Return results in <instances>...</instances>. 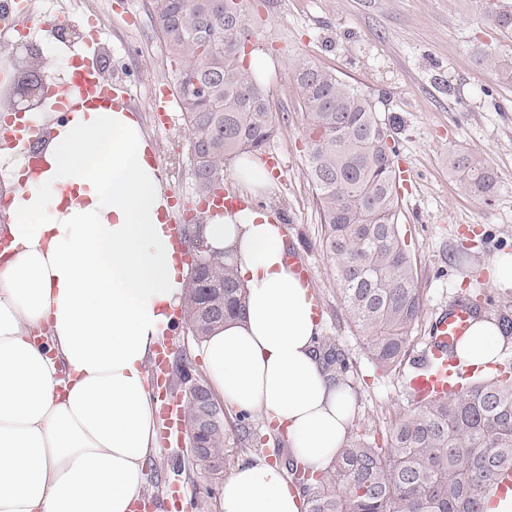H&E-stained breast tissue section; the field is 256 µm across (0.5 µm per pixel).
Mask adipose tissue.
<instances>
[{
	"mask_svg": "<svg viewBox=\"0 0 512 512\" xmlns=\"http://www.w3.org/2000/svg\"><path fill=\"white\" fill-rule=\"evenodd\" d=\"M41 171L10 184L12 253L0 263V512H132L156 444L147 364L181 306L188 270L167 224L160 168L132 112L36 111ZM236 269L245 310L202 346L211 387L283 429L311 470L336 456L352 395L316 356L320 324L286 263L274 215L248 207L199 228ZM503 342L493 321L458 345L483 366ZM304 498L262 456L225 477L220 512H301Z\"/></svg>",
	"mask_w": 512,
	"mask_h": 512,
	"instance_id": "obj_1",
	"label": "adipose tissue"
}]
</instances>
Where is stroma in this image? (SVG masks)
<instances>
[{
  "instance_id": "35a3bbf8",
  "label": "stroma",
  "mask_w": 512,
  "mask_h": 512,
  "mask_svg": "<svg viewBox=\"0 0 512 512\" xmlns=\"http://www.w3.org/2000/svg\"><path fill=\"white\" fill-rule=\"evenodd\" d=\"M73 10L96 7L104 18L111 82L131 86L139 121L161 169L167 190L178 191L184 223H200L189 161V134L180 112L168 128L151 119V86H174L176 75L153 26L149 0H56ZM258 34L254 51L272 63L261 78L269 93L276 135L269 148L282 169L249 205L270 210L286 227L288 250L311 269L312 291L321 308L322 332L334 336L356 374V426L384 433L412 407L406 382L412 363L385 374L366 357L363 339L339 295L333 263L319 240L321 220L307 176L308 148L298 91L291 79L297 58L334 71L368 93L382 115L395 121L397 159L413 174L402 197V224L422 295L417 336L465 291L482 290L487 315L512 296V286L492 280L489 268L512 256V85L497 82L487 52L500 51L495 30L478 24L474 0H244ZM492 88L484 97L483 88ZM480 157L496 178L491 200L466 193L448 169V152ZM230 436L229 465L199 473L189 447L163 448L146 468L145 495L167 482H180L190 512H219L222 482L232 466L266 456L288 466L281 429L260 414L248 416L254 441L240 438L239 410L224 405Z\"/></svg>"
}]
</instances>
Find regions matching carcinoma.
I'll return each mask as SVG.
<instances>
[{"label": "carcinoma", "mask_w": 512, "mask_h": 512, "mask_svg": "<svg viewBox=\"0 0 512 512\" xmlns=\"http://www.w3.org/2000/svg\"><path fill=\"white\" fill-rule=\"evenodd\" d=\"M477 20L497 30L508 49L489 57L498 80L512 84V0H476ZM154 27L177 63L176 90L189 131L195 193L224 187L226 161L265 150L274 135L267 90L245 69L252 32L243 0H150ZM304 116L308 177L322 223L321 247L333 261L347 311L379 369L397 371L411 351L421 311L416 269L401 224L396 149L391 123L364 92L307 59L291 72ZM461 188L490 201L494 177L461 150L448 152ZM244 288L232 267L206 253L190 276L184 313L192 334L205 339L243 311ZM512 335V300L497 311ZM317 351L331 377L350 385L349 360L333 336ZM181 374L191 451L198 467L227 462L230 437L207 383ZM512 467V360L452 395L435 397L401 415L386 432L354 431L336 458L316 474L291 463L306 512H490L488 487Z\"/></svg>", "instance_id": "carcinoma-1"}]
</instances>
